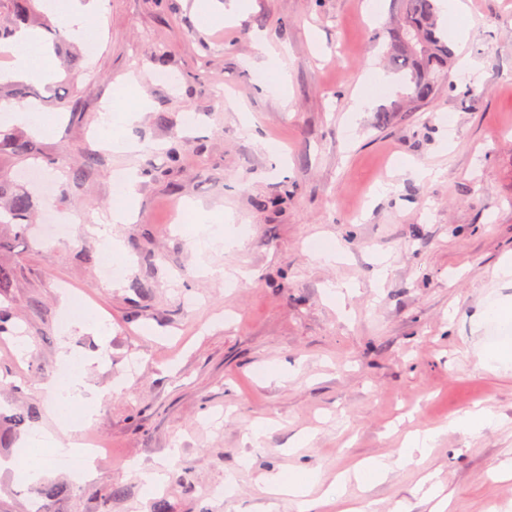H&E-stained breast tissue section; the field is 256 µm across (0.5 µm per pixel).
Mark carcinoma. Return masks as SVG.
Masks as SVG:
<instances>
[{
	"instance_id": "1",
	"label": "carcinoma",
	"mask_w": 512,
	"mask_h": 512,
	"mask_svg": "<svg viewBox=\"0 0 512 512\" xmlns=\"http://www.w3.org/2000/svg\"><path fill=\"white\" fill-rule=\"evenodd\" d=\"M22 23L44 25L53 36L54 45H67L66 51H57L63 67L70 70L78 66L73 39L67 29L48 24L42 0H0V39L10 38ZM385 31L388 32L389 69L398 76L402 88L400 107L416 109L430 102L441 88L453 60L438 0H392L391 21ZM2 149L21 157L36 152L31 141L0 133ZM0 197L5 199L0 220L18 228L15 236L24 235L33 207L32 195L15 190L0 177Z\"/></svg>"
}]
</instances>
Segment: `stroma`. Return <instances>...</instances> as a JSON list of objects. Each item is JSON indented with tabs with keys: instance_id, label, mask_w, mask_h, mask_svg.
<instances>
[{
	"instance_id": "stroma-1",
	"label": "stroma",
	"mask_w": 512,
	"mask_h": 512,
	"mask_svg": "<svg viewBox=\"0 0 512 512\" xmlns=\"http://www.w3.org/2000/svg\"><path fill=\"white\" fill-rule=\"evenodd\" d=\"M105 2L82 74L61 68L53 80L75 111L37 136L0 112L1 131L38 147L24 160L0 151V175L38 171L55 188L52 208L72 220L53 245L43 222L20 240L0 226L13 242L0 261L17 270L0 295L13 325L0 335V459L39 431L82 438L41 388L66 354L88 364L102 454L90 480L50 468L46 483L64 488L51 512H297L266 493V476L311 470L325 487L374 459L388 464L385 478L344 490L360 512H432L431 488L446 512H512V479L499 476L512 466V365L479 363L492 340L512 339V321H478L494 299H512L495 276L512 257V0H465L466 13L445 15L466 35L449 38L448 84L415 112L396 111L395 82L379 78L375 33L390 0H247L238 23L207 27L194 0ZM260 36L288 47L285 91L248 66ZM466 56L477 75L460 69ZM131 73L151 106L119 130L139 150L116 154L101 143L98 105ZM360 95L372 105L356 112ZM77 145L97 156L84 177ZM124 168L143 176L138 214L112 227L129 262L106 280L85 227L110 215ZM193 205L232 214L223 230L239 247L206 257L251 281L203 273L191 243L201 224L181 221ZM326 245L335 259L319 257ZM342 283L350 294L332 296ZM68 298L97 327L73 325ZM31 407L38 421L12 431L10 415ZM483 407L494 420L482 430L452 427ZM443 425L424 458L405 456L410 433ZM303 433L311 442L294 447ZM160 460L164 484L152 493L133 467Z\"/></svg>"
}]
</instances>
